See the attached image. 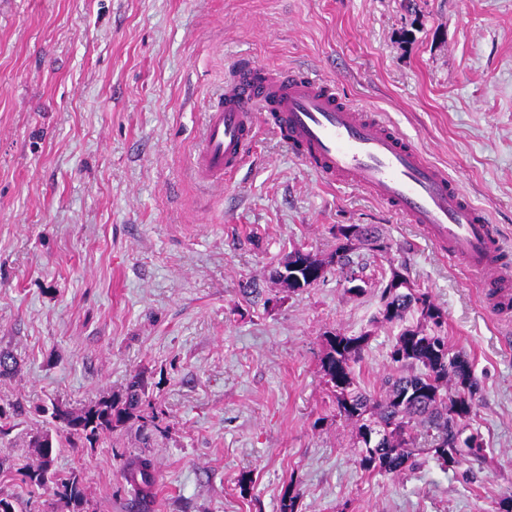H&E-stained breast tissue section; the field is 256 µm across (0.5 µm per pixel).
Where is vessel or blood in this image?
Returning <instances> with one entry per match:
<instances>
[{"label":"vessel or blood","mask_w":512,"mask_h":512,"mask_svg":"<svg viewBox=\"0 0 512 512\" xmlns=\"http://www.w3.org/2000/svg\"><path fill=\"white\" fill-rule=\"evenodd\" d=\"M265 125L320 180L365 189L420 225L444 256L492 295L494 314L512 306L507 246L486 209L401 132L345 100L334 82L240 56L224 76L223 93L206 106L191 166L197 183L209 190L222 186Z\"/></svg>","instance_id":"obj_1"}]
</instances>
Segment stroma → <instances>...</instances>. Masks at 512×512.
<instances>
[{
	"mask_svg": "<svg viewBox=\"0 0 512 512\" xmlns=\"http://www.w3.org/2000/svg\"><path fill=\"white\" fill-rule=\"evenodd\" d=\"M336 82L449 175L512 242V0H0V377L9 414L0 490L23 512L39 406L78 407L143 376L166 433L129 424L55 459L95 512H136L123 467L156 463L149 512H494L512 493V315L362 189L323 185L271 129L221 191L190 156L234 56ZM341 224H373L385 254H352L296 293L269 279L294 245L326 258ZM445 312L449 346L480 382L485 461L432 454L360 468L355 430L320 373L324 338L371 337L354 371L379 392L405 322L379 321L392 270ZM253 281L259 294H243Z\"/></svg>",
	"mask_w": 512,
	"mask_h": 512,
	"instance_id": "35a3bbf8",
	"label": "stroma"
}]
</instances>
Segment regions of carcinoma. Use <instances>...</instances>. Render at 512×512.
<instances>
[{
	"label": "carcinoma",
	"instance_id": "carcinoma-1",
	"mask_svg": "<svg viewBox=\"0 0 512 512\" xmlns=\"http://www.w3.org/2000/svg\"><path fill=\"white\" fill-rule=\"evenodd\" d=\"M348 228L351 234L336 238V250L326 259L300 248L289 251L273 269L272 281L294 293L303 286L280 278L279 266L283 264L302 263L299 273L304 277L335 264L346 277L353 271L351 253L356 244L386 252L380 247L384 239L376 226L350 224ZM410 312L418 313L423 324L405 328L397 336L391 358L402 374L388 380L378 396L362 391L354 374V364L370 334L331 332L325 337L320 369L335 396L339 416L356 430L355 453L360 467L368 472L399 475L414 468L413 445L420 430L430 437L429 452L445 467L457 469L471 458H485L483 438L470 425L479 382L469 361L458 352H450L448 338L441 335L443 309L429 292L414 288L409 281L404 288H384L383 320L401 321ZM145 394L144 381L135 376L121 394L104 396L82 407L54 404L44 409L50 413L53 426L65 433V441L54 442L46 431L32 433L30 445L36 449L37 458L20 471L28 493H50L54 512H88L79 476L52 470L54 457L61 448L93 447L102 436L130 422L139 423L144 430L162 431V419ZM125 478L134 500L147 508L156 485L151 455L129 457Z\"/></svg>",
	"mask_w": 512,
	"mask_h": 512
}]
</instances>
